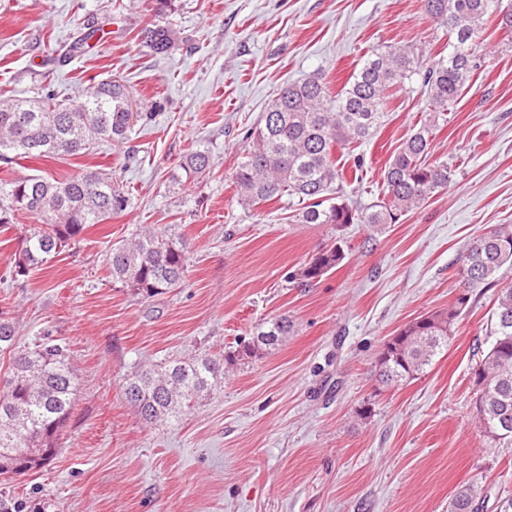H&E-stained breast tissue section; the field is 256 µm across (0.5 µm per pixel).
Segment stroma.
Segmentation results:
<instances>
[{
    "instance_id": "obj_1",
    "label": "stroma",
    "mask_w": 512,
    "mask_h": 512,
    "mask_svg": "<svg viewBox=\"0 0 512 512\" xmlns=\"http://www.w3.org/2000/svg\"><path fill=\"white\" fill-rule=\"evenodd\" d=\"M153 22L174 31L167 55L140 37ZM91 26L103 39L73 51ZM395 43L428 64L448 35L421 0H172L162 15L154 0H0L1 90L75 104L114 78L138 113L124 142L0 165V180L102 170L133 199L23 280L10 270L34 217L0 244V312L19 346L66 339L80 382L53 460L0 474V489L46 512H448L464 482L488 488L484 512L512 496V445L484 436L471 385L496 289L473 290L426 373L385 391L373 376L384 342L454 303L469 239L512 224V31L486 24L472 45L480 68L433 134L447 188L385 231L297 223L287 197L248 208L232 183L245 132L283 85L321 72L339 90ZM429 110L420 77L391 96L350 200L380 198L385 164ZM200 146L213 165L190 182L181 164ZM145 229L189 255L184 287L149 300L114 286L105 264L109 244ZM339 240V269L289 282ZM280 316L288 336L226 367L182 420L147 423L126 400L136 369L235 350Z\"/></svg>"
}]
</instances>
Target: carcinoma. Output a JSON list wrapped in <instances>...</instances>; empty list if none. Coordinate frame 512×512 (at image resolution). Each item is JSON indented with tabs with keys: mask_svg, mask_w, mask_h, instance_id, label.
Listing matches in <instances>:
<instances>
[{
	"mask_svg": "<svg viewBox=\"0 0 512 512\" xmlns=\"http://www.w3.org/2000/svg\"><path fill=\"white\" fill-rule=\"evenodd\" d=\"M434 22L448 30V57L425 69L410 45H394L372 54L336 93L320 73L290 84L246 134L248 147L234 172L241 203L253 207L284 196L298 199L300 224H396L448 186V162L427 160L438 120L472 80L478 65L473 41L487 18L502 15L512 27V5L503 0H422ZM141 38L157 54L174 44L172 29L147 26ZM427 89L432 117L400 146L384 169V198L366 207L345 195V170L336 154L355 149L381 125L390 92L413 76ZM130 96L117 80L90 84L83 101L72 106L47 93L41 98L0 99V162L31 157L54 159L87 153L101 142H121L130 124ZM211 167L209 150L197 149L182 166L188 177ZM129 194L107 173L87 170L62 180L31 175L0 181V236L21 213L39 223L20 239L12 275L28 276L51 257L84 239L90 226L128 208ZM188 250L183 240L145 230L134 240L114 244L107 264L112 283L151 299L180 288L187 273ZM345 258L337 244L317 250L290 279L309 286ZM512 267V225L476 237L467 245L458 288L461 293L446 310H438L402 327L378 355L380 381L400 385L415 378L448 347V338L474 288H492L505 266ZM490 326L492 341L473 373L475 409L480 426L493 442H512V286L499 290ZM288 318L263 323L250 342L224 357L204 354L159 369H140L125 383L126 399L147 422L177 421L203 394L224 380V361L252 358L270 350L288 335ZM15 325L0 312V352L9 355L6 392L0 395V473L20 464L40 468L56 451L69 418L79 382L71 365L69 344L41 336L33 347H15ZM488 497L485 486L457 487L448 512H480Z\"/></svg>",
	"mask_w": 512,
	"mask_h": 512,
	"instance_id": "carcinoma-1",
	"label": "carcinoma"
}]
</instances>
